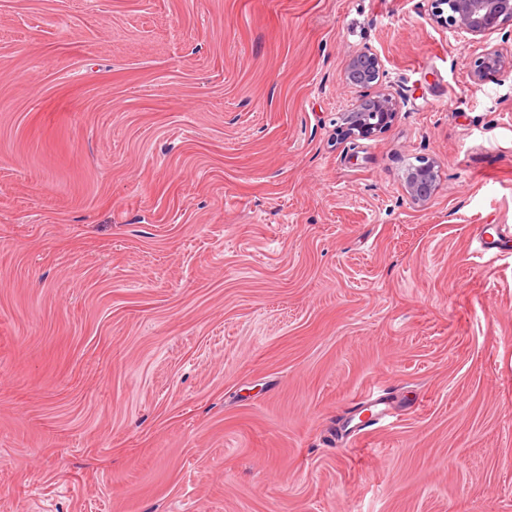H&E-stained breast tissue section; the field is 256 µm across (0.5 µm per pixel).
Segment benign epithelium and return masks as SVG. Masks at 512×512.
Wrapping results in <instances>:
<instances>
[{
    "label": "benign epithelium",
    "mask_w": 512,
    "mask_h": 512,
    "mask_svg": "<svg viewBox=\"0 0 512 512\" xmlns=\"http://www.w3.org/2000/svg\"><path fill=\"white\" fill-rule=\"evenodd\" d=\"M429 19L457 38L482 44V51L472 64L474 81H481L505 65L502 49L490 44L488 37L500 30L502 22L512 19V0H430ZM381 73V59L374 52L363 51L347 60L343 81L357 93V98L350 111L341 116L346 138L375 137L398 116L399 97L375 90ZM436 174L435 163L424 158L406 170L405 192L412 202L423 204L431 198Z\"/></svg>",
    "instance_id": "1"
}]
</instances>
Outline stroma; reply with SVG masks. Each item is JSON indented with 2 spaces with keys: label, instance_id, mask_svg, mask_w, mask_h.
<instances>
[{
  "label": "stroma",
  "instance_id": "obj_1",
  "mask_svg": "<svg viewBox=\"0 0 512 512\" xmlns=\"http://www.w3.org/2000/svg\"><path fill=\"white\" fill-rule=\"evenodd\" d=\"M428 13L0 0V512H512V66ZM381 73V59L374 52L363 51L347 60L342 78L358 95L350 111L341 116L346 139L375 137L398 116L397 95L385 90L371 91L379 83ZM419 164L411 165L405 173L404 184L407 196L414 203L427 202L436 186V165L433 161L420 158Z\"/></svg>",
  "mask_w": 512,
  "mask_h": 512
}]
</instances>
